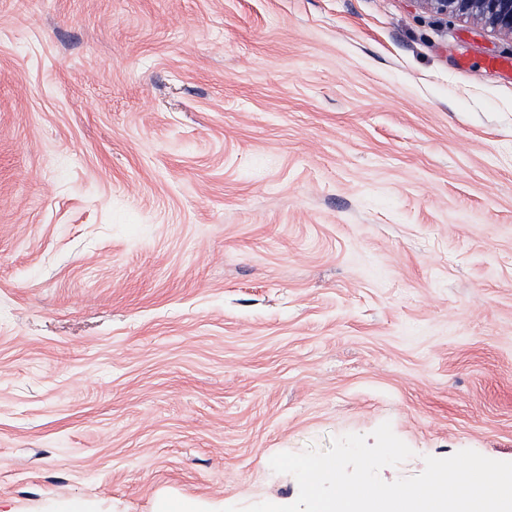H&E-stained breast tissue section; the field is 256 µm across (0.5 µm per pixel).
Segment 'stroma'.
<instances>
[{"label":"stroma","mask_w":512,"mask_h":512,"mask_svg":"<svg viewBox=\"0 0 512 512\" xmlns=\"http://www.w3.org/2000/svg\"><path fill=\"white\" fill-rule=\"evenodd\" d=\"M512 35L425 0H0V512L288 504L390 423L512 462Z\"/></svg>","instance_id":"1"}]
</instances>
